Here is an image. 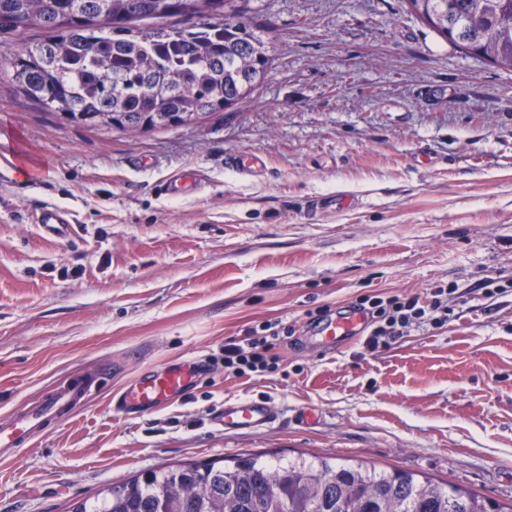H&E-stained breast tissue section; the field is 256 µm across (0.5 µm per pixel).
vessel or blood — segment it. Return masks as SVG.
<instances>
[{
  "label": "vessel or blood",
  "mask_w": 512,
  "mask_h": 512,
  "mask_svg": "<svg viewBox=\"0 0 512 512\" xmlns=\"http://www.w3.org/2000/svg\"><path fill=\"white\" fill-rule=\"evenodd\" d=\"M40 222L50 232L60 234L72 224L68 211L57 207L44 208ZM365 326L361 313L353 312L326 321L320 331L326 342L351 335ZM196 364H177L163 370L144 371L121 395L124 409L148 411L168 405L181 397L196 377ZM89 385L65 383L57 387L43 401L41 407L15 418L9 425L0 427V450L12 452L32 434L45 431L53 420L77 401L86 398ZM273 417V408L262 401H236L224 405L222 420L225 429H258Z\"/></svg>",
  "instance_id": "vessel-or-blood-1"
}]
</instances>
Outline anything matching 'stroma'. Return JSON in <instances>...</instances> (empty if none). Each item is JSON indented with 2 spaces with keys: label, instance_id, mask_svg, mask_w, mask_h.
<instances>
[{
  "label": "stroma",
  "instance_id": "1",
  "mask_svg": "<svg viewBox=\"0 0 512 512\" xmlns=\"http://www.w3.org/2000/svg\"><path fill=\"white\" fill-rule=\"evenodd\" d=\"M241 4L274 60L250 101L198 127L65 125L0 71V425L59 384L93 386L0 457V512H69L148 469L242 455L350 458L511 501L512 72L406 0ZM184 172L199 188L162 194ZM336 197L352 203L319 207ZM53 206L66 236L38 222ZM440 287L443 327L374 351L314 335L319 311ZM267 322L288 331L277 370H225V341ZM189 359L204 370L181 398L117 410L143 370ZM238 400L276 416L224 429Z\"/></svg>",
  "mask_w": 512,
  "mask_h": 512
}]
</instances>
